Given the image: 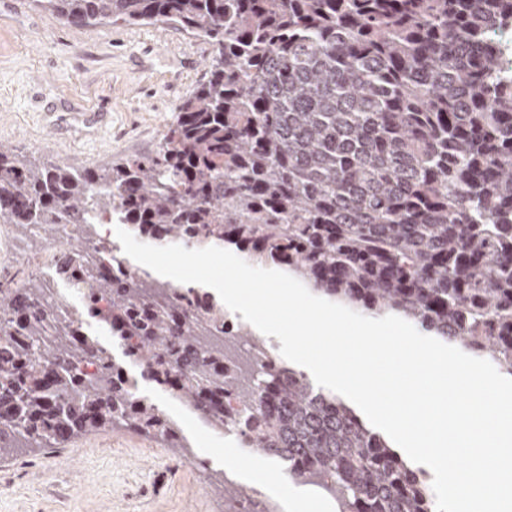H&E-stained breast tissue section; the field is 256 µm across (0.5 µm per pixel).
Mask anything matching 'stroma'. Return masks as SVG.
I'll return each mask as SVG.
<instances>
[{"instance_id":"stroma-1","label":"stroma","mask_w":512,"mask_h":512,"mask_svg":"<svg viewBox=\"0 0 512 512\" xmlns=\"http://www.w3.org/2000/svg\"><path fill=\"white\" fill-rule=\"evenodd\" d=\"M208 40L165 23L74 26L35 0H0V143L30 159L107 166L152 153L205 75ZM196 462L154 437L114 430L0 460V512H260L278 493L242 481L214 493L233 439L183 415Z\"/></svg>"}]
</instances>
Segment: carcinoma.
Instances as JSON below:
<instances>
[{
	"instance_id": "1",
	"label": "carcinoma",
	"mask_w": 512,
	"mask_h": 512,
	"mask_svg": "<svg viewBox=\"0 0 512 512\" xmlns=\"http://www.w3.org/2000/svg\"><path fill=\"white\" fill-rule=\"evenodd\" d=\"M68 24L163 22L214 46L157 150L106 168L0 143V224L75 243L0 279V458L121 428L194 458L178 403L337 512H434L424 474L209 292L133 265L231 250L512 377V0H37Z\"/></svg>"
}]
</instances>
